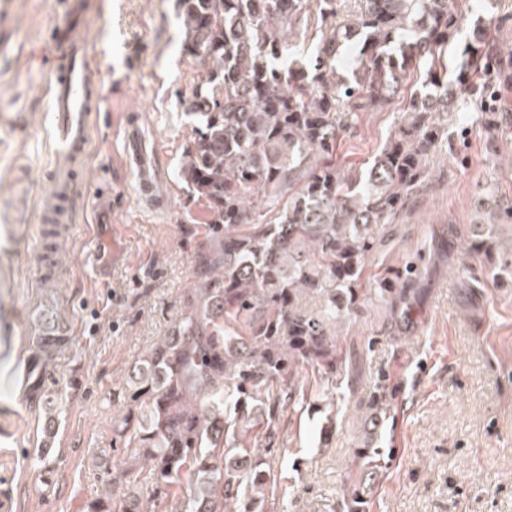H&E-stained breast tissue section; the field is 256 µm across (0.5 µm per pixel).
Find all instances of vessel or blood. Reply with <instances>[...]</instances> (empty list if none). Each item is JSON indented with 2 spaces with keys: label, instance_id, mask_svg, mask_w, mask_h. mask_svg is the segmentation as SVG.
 Instances as JSON below:
<instances>
[{
  "label": "vessel or blood",
  "instance_id": "vessel-or-blood-1",
  "mask_svg": "<svg viewBox=\"0 0 512 512\" xmlns=\"http://www.w3.org/2000/svg\"><path fill=\"white\" fill-rule=\"evenodd\" d=\"M85 21L86 9L82 0H71L55 38L56 51L63 64L57 68L47 90L58 135V150L52 192L41 204L40 221L50 225L56 236L71 231L81 210V170L93 120L101 105V92L95 82V61L87 43L77 34ZM141 125V116L132 114L127 117L123 157L140 200L151 210L160 211L171 203L165 178L167 165L162 156L147 151Z\"/></svg>",
  "mask_w": 512,
  "mask_h": 512
}]
</instances>
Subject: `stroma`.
Listing matches in <instances>:
<instances>
[{"label":"stroma","mask_w":512,"mask_h":512,"mask_svg":"<svg viewBox=\"0 0 512 512\" xmlns=\"http://www.w3.org/2000/svg\"><path fill=\"white\" fill-rule=\"evenodd\" d=\"M82 31L97 65L102 112L82 170L85 207L59 237L57 277L44 283L35 242L57 151L47 87L67 0H0V333L19 349V396L0 399V512H86L125 467L112 422L132 407L128 376L176 321L206 242L202 203L171 182L172 203L144 209L122 157L124 121L142 114L148 149L175 174L196 120L180 101L205 76L183 50L176 0H92ZM459 30L446 60L456 67L474 20L489 33L491 81L449 82L445 134L418 191L393 221L378 256L418 279L403 319L365 302L336 327V382L298 369L263 459L280 481L265 512H345V487L364 486L369 512H512V284H495L485 258L463 249L471 224H503L512 208V0H450ZM420 57L400 92L361 113L343 134L339 164L360 166L385 145L430 65ZM112 198L101 208L100 196ZM53 312L67 345L47 360L41 391L62 395L52 468L37 462L45 411L26 378L41 315ZM387 381L397 416L382 427L392 451L367 480L354 449L365 442L369 395Z\"/></svg>","instance_id":"stroma-1"}]
</instances>
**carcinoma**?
Returning <instances> with one entry per match:
<instances>
[{
	"instance_id": "carcinoma-1",
	"label": "carcinoma",
	"mask_w": 512,
	"mask_h": 512,
	"mask_svg": "<svg viewBox=\"0 0 512 512\" xmlns=\"http://www.w3.org/2000/svg\"><path fill=\"white\" fill-rule=\"evenodd\" d=\"M343 24L337 0H177L185 52L208 64L181 104L198 118L196 136L176 171L210 226L194 260L195 279L167 336L133 368L139 409L113 424L126 453L125 473L149 467L152 485L124 495L121 512L148 503L189 478V512H262L239 499L243 485L275 492L262 468L259 440L270 438L280 406L274 385H291L307 365L336 375V323L371 298L392 302L417 274L388 269L366 277L408 192L424 177L448 111V64L440 58L457 30L448 0H360ZM314 17L313 64L284 57L287 41ZM456 68L471 77L487 31L478 20ZM344 54L351 75L322 71ZM429 55L422 90L381 151L359 170L336 167V143L358 112L386 107L398 93L395 58ZM504 225L470 224L469 255L490 261L495 282L512 279V247L498 244ZM44 346L64 341L55 318H41ZM44 461L50 457L60 400L46 396ZM392 409L379 387L369 422Z\"/></svg>"
}]
</instances>
